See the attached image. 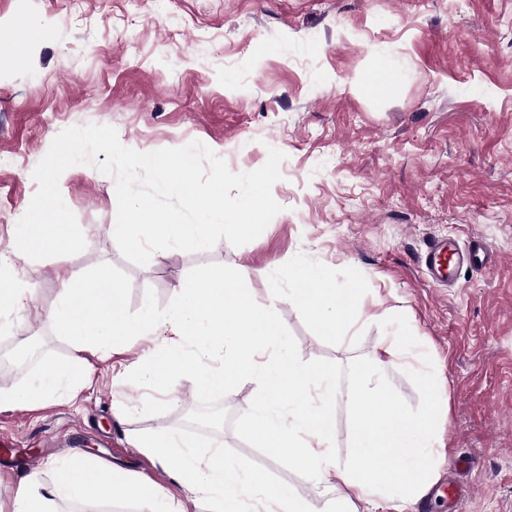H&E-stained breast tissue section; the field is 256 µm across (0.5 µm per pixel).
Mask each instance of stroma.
Segmentation results:
<instances>
[{"mask_svg": "<svg viewBox=\"0 0 512 512\" xmlns=\"http://www.w3.org/2000/svg\"><path fill=\"white\" fill-rule=\"evenodd\" d=\"M22 18L32 37L0 54V261L19 262L37 307L0 313V349L33 340L42 350L21 371L0 368V391L78 358L89 377L45 407L0 409V512L24 476L20 460L38 457L47 476L74 446L150 477L185 512H205L130 436L183 431L182 407L206 391L176 376L163 398L124 368L157 361L178 284L219 271L242 275L256 298L275 304L298 363L335 371L339 462L352 446L342 393L398 314L444 382L448 456L438 481L465 492L458 505L425 496L416 512H512V0H0V31ZM386 69L400 77L396 90L364 94L363 79ZM90 123L113 126L139 152L202 142L235 173L259 169L278 149L285 158L272 195L282 210L244 246L161 251L139 266L109 233L114 177L79 164L59 189L87 230L85 250L17 260L12 226L37 189L34 169L60 131ZM437 237L461 249L481 240L501 263L490 272L464 262L454 283L434 285L419 261ZM292 259L360 282L358 323L346 336H319L289 303ZM101 266L124 285L128 316L147 302L157 316L154 335L131 337L109 357L78 353L48 320L55 270ZM386 377L387 396L411 412L423 406L410 367H388ZM259 393L252 381L223 393L219 423L199 441L223 443L226 458L321 512L322 478L270 459L250 436Z\"/></svg>", "mask_w": 512, "mask_h": 512, "instance_id": "1", "label": "stroma"}]
</instances>
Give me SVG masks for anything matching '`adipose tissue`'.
I'll return each mask as SVG.
<instances>
[{
	"label": "adipose tissue",
	"instance_id": "1",
	"mask_svg": "<svg viewBox=\"0 0 512 512\" xmlns=\"http://www.w3.org/2000/svg\"><path fill=\"white\" fill-rule=\"evenodd\" d=\"M60 292L48 318L57 335L77 350L113 352L130 336H145L157 327L151 304L139 317H128L124 289L110 270L83 276L57 269ZM288 300L318 329L319 335L340 337L355 324L354 309L361 296L359 282L328 284L323 270L294 264ZM170 337L159 348L160 365H133L136 378L147 380L160 393L172 391L170 378L195 379L210 392L257 382L259 401L247 415L252 438L275 458L287 456L311 473L334 479L335 499L328 512H408L422 499L445 462L436 429L441 412L436 378L423 371L419 379L427 402L419 412H403L396 399L384 398L383 366L412 355V344L394 334L381 345L372 364L345 394L352 411V454L346 462H331V408L336 401V376L330 369L309 370L298 364L280 328L273 306L258 302L240 277L206 274L182 282L175 309L167 320ZM276 359L262 361L270 346ZM221 351L218 367L200 364L199 351ZM87 375L83 362L57 364L40 370L22 389L0 394V408L37 407L71 391ZM133 444L159 465L174 467L179 482L209 498L213 512H224L225 496L259 493L274 501L280 512H308L305 502L285 485H266L259 473L226 461L221 447L200 444L165 429L140 432ZM51 484L39 474L21 479L11 512H54L55 498L74 504L104 502L120 494L153 502L154 512H182L163 488L143 477L132 478L102 460L77 455L53 466Z\"/></svg>",
	"mask_w": 512,
	"mask_h": 512
}]
</instances>
